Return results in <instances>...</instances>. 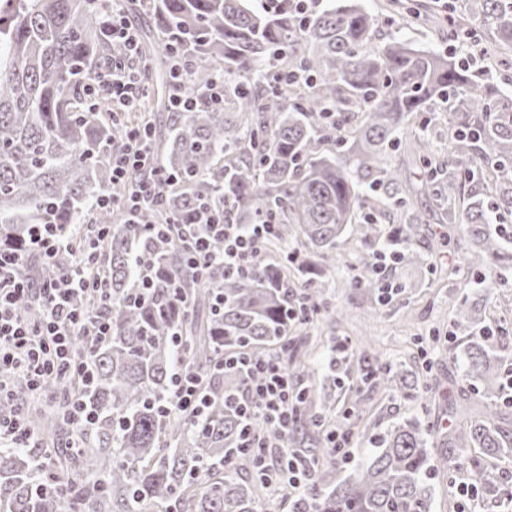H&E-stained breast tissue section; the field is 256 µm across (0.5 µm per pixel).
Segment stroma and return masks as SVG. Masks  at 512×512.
<instances>
[{
    "label": "stroma",
    "instance_id": "35a3bbf8",
    "mask_svg": "<svg viewBox=\"0 0 512 512\" xmlns=\"http://www.w3.org/2000/svg\"><path fill=\"white\" fill-rule=\"evenodd\" d=\"M421 13L418 25H400L394 0H363L365 7L382 15L384 39L402 38L444 56L462 59V41L448 33V7L462 0H412ZM448 114L443 106L407 119L401 131L402 145L391 159L405 169L410 179H417L419 166L408 151L417 136H428L434 143L437 160L447 161ZM409 209L422 218L421 237L414 245L416 254L410 263L400 265L392 282L405 288L385 303L352 286L354 268L371 250L355 237L343 239L336 249V266L323 282L318 297L319 311L296 334L315 351L310 364L320 382H327L326 357L331 347H339L345 360L346 374L333 387L327 405L333 416H341L346 407L359 405L360 424L352 428L346 459H329L326 470L330 482L347 476L365 462L374 448L375 438L384 436L396 423L416 420L430 432H440L447 425L448 392L461 383L467 373L464 346L469 336L481 335L492 327L491 348L503 357L505 368H512V268L487 265L469 266L465 250L433 252L432 237L450 235L462 240L459 225L444 224L430 197L415 193ZM457 267L449 275V267ZM493 287H485V280ZM479 304L481 322L471 331L457 329L454 315L462 302ZM389 365L401 374L416 376V389H395L388 394L371 392L360 378V367ZM490 467L500 473L497 493H479L470 503L471 512H512V452L488 458Z\"/></svg>",
    "mask_w": 512,
    "mask_h": 512
}]
</instances>
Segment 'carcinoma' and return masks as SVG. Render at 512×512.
<instances>
[{
    "label": "carcinoma",
    "instance_id": "1",
    "mask_svg": "<svg viewBox=\"0 0 512 512\" xmlns=\"http://www.w3.org/2000/svg\"><path fill=\"white\" fill-rule=\"evenodd\" d=\"M97 0H0V249L27 246L32 224L60 225L70 251L56 265L32 259V284L55 278L85 248L79 224L88 204L112 193L110 159L120 144L112 110L102 102L86 110L87 82L124 58L106 36ZM139 14V61L159 78L152 106L157 166L169 176L155 203L130 224L120 212H92L109 234L100 252L99 291L77 299L104 316L112 336L84 334L75 357L86 361L93 382L82 392L95 422L66 428L65 413L27 414L39 437L65 436L52 462L32 475L22 448L0 451V512H257L262 487L251 454L240 447L243 426L236 394L245 378L224 373V356L275 350L300 385V406L288 438L257 420L271 445L290 441L310 462L332 453L336 424L313 411L318 389L306 354L288 340V281L294 273L311 284L336 265L345 234L371 247L385 239L390 264L413 256L420 217L410 215L386 234L377 202H407L410 183L386 161L401 145L406 118L448 104V162L433 165L430 142L420 140V191L431 195L448 220L463 224L472 244L469 263H512V249L489 229L493 217L512 216V96L465 61L419 49L402 40L372 45L379 25L360 0H335L297 18L290 0L275 13L254 11L249 0H128ZM453 35L481 31L483 54L499 70L512 69V0H466L448 15ZM181 59L182 94L197 101L187 112L169 111L173 57ZM275 70L282 81H267ZM224 73V103L208 100ZM302 74L311 80L294 82ZM338 124L327 126L325 110ZM361 115L353 123L350 115ZM331 142L339 151H323ZM225 210L235 224L273 225V236L248 276L213 268L202 274L187 264L186 235L207 237L201 207ZM167 223L172 240L151 239V226ZM152 260L154 290L130 298L138 282L133 258ZM356 282L369 293L386 281L366 261ZM475 307L461 304L455 325L470 330ZM468 376L483 386L481 418L472 419L471 387L448 400L443 470L466 466L470 486L491 493L500 477L456 448L489 454L507 430L493 402L503 364L489 354L486 337L467 348ZM203 375L207 406L198 419L165 409L176 366ZM374 392L393 383L415 386L409 375L360 368ZM26 388L0 402V415L25 405ZM427 429L396 424L368 462L336 485L316 470L308 494L291 512H430L431 470Z\"/></svg>",
    "mask_w": 512,
    "mask_h": 512
}]
</instances>
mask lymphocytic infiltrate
<instances>
[{"mask_svg": "<svg viewBox=\"0 0 512 512\" xmlns=\"http://www.w3.org/2000/svg\"><path fill=\"white\" fill-rule=\"evenodd\" d=\"M144 77L141 70L123 63H114L111 70L100 73L91 85V98L106 95L113 108L135 112L141 107ZM155 170L153 147L148 135L137 129L124 136L121 149L112 153V180L127 181L134 168ZM224 251H210L203 239L188 243V260L201 269L224 268L232 275H245L254 268L256 255L266 246L273 232L272 225L242 226L224 223ZM30 249L24 252L0 251V398L9 392L13 380L24 382L32 395L44 393V381L50 376L67 375L83 378L85 363L72 356L74 340L84 333L87 323H94L99 339L110 336V325L103 318H91L85 310L72 304L75 294L88 291L99 279L96 250L107 236L104 226L88 224V249L77 256L70 268L45 282L41 288H30L24 275L30 255L51 261L68 251L69 240L58 225L35 224L29 230ZM36 298L41 307V319L32 323L19 315L17 306L24 299ZM224 366L246 372L248 381L239 396L244 426L241 445L253 449L257 467L271 493L288 491L294 496L307 494L311 488L314 467L305 462H281L270 455L267 446L254 434L250 424L264 420L279 432H287L294 419L297 385L275 356H230Z\"/></svg>", "mask_w": 512, "mask_h": 512, "instance_id": "obj_1", "label": "lymphocytic infiltrate"}]
</instances>
